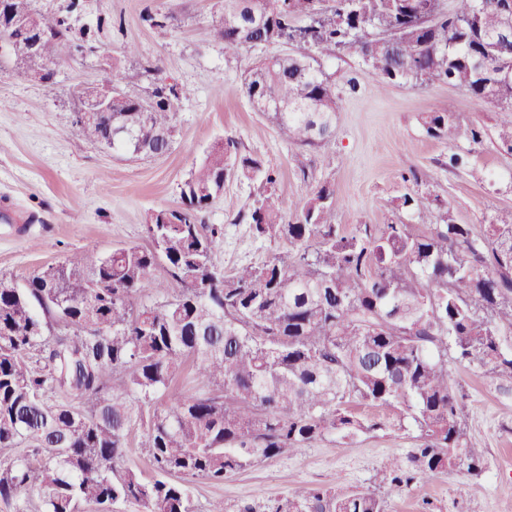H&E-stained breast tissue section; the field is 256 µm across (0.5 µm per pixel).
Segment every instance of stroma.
<instances>
[{"mask_svg": "<svg viewBox=\"0 0 512 512\" xmlns=\"http://www.w3.org/2000/svg\"><path fill=\"white\" fill-rule=\"evenodd\" d=\"M147 11L175 15L165 37H156L144 22ZM221 14V0H85L83 11L71 15L74 37L100 16L123 21L122 31L99 34L97 53L63 59L48 86L27 78L15 62L0 67V198L32 218L28 224L0 221V279L21 287L34 272L74 253L146 244L150 214L179 204L180 187L193 167L227 136L278 172L272 201L286 219L316 186L327 183L335 191L334 221L347 233L362 224L418 229L434 223V216L397 207L403 194L429 189L448 204L456 223L512 224V153L492 137L501 119L494 104L447 84H385L350 52L322 63L336 92L334 133L321 148L303 152L255 112L243 89L244 72L255 59L289 52V45L225 48L210 34ZM155 65L186 91L167 155L132 160L78 133L77 85L99 82L114 66L124 75V91L143 96ZM449 108L457 116L459 138L449 143L429 137L425 113ZM473 124L487 132L474 147L467 136ZM465 149L467 167L448 170L449 154ZM412 170L418 183L403 182L402 174ZM264 193L261 179L229 175L202 215L205 223L224 227L217 260L225 273L262 265L290 249L287 240L252 235L246 215ZM453 379L467 395L464 423L483 445V470L476 477L463 469L434 475L421 492L390 495L388 512H512V396L467 364L455 368ZM382 418L383 430L347 443L324 438L220 483L186 479L194 508L206 512L209 502L220 500L225 512H238L244 504L270 512L277 499L301 488L340 494L377 489L383 472L419 445L410 421L389 412Z\"/></svg>", "mask_w": 512, "mask_h": 512, "instance_id": "obj_1", "label": "stroma"}]
</instances>
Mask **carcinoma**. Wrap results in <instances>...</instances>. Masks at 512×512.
<instances>
[{"instance_id":"carcinoma-1","label":"carcinoma","mask_w":512,"mask_h":512,"mask_svg":"<svg viewBox=\"0 0 512 512\" xmlns=\"http://www.w3.org/2000/svg\"><path fill=\"white\" fill-rule=\"evenodd\" d=\"M224 0L215 33L228 48L296 39L291 57L254 62L251 103L291 143L329 142L336 94L320 60L354 52L387 84L444 83L494 103L506 118L498 145L512 152V39L490 42L506 12L499 0ZM143 20L166 32L175 16ZM54 40L37 56L14 51L24 70L69 53V17L45 15ZM119 89L112 111L79 127L95 142L123 132L112 149L131 157L164 148L173 102L184 91L162 77L145 97ZM152 111L143 112L144 103ZM428 136L454 141L455 113L430 112ZM277 184L274 169L216 142L180 188L181 206L157 210L146 246L75 254L33 274L25 287L0 281V499L14 512H80L131 503L136 512H194L182 477L221 482L264 459L291 455L326 436L353 441L386 422L356 411L411 419L420 445L394 466L391 492L422 489L435 474L482 469L481 442L461 420L464 395L450 365L475 364L512 393V224H458L439 195L406 193L399 207L441 222L332 223L328 184L314 188L288 221L269 200L247 216L261 240L286 239L291 252L226 275L216 261L224 228L200 222L228 172ZM161 267L166 278L153 271ZM159 298L135 304L138 295ZM205 387L171 386L187 363ZM149 412L143 448L150 481L123 464L132 421ZM274 512H387L375 493L298 490Z\"/></svg>"}]
</instances>
